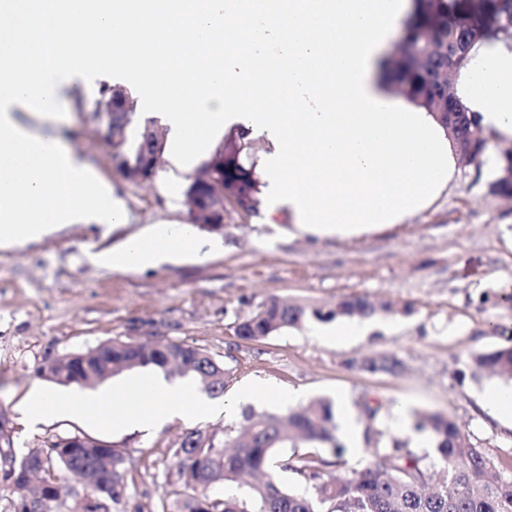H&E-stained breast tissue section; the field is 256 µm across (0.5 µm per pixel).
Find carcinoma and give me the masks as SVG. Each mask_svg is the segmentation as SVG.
I'll use <instances>...</instances> for the list:
<instances>
[{
	"label": "carcinoma",
	"mask_w": 512,
	"mask_h": 512,
	"mask_svg": "<svg viewBox=\"0 0 512 512\" xmlns=\"http://www.w3.org/2000/svg\"><path fill=\"white\" fill-rule=\"evenodd\" d=\"M414 8L405 34L404 49L384 64L388 89L397 91L407 101L431 113L445 129L454 127L450 138L454 151L464 142L485 154L491 133L470 115L459 95L456 77L468 67L478 50L493 42L497 34L512 27V0H413ZM121 102L125 127L136 114L135 101L119 84H104L94 119L106 131L100 113L111 111V104ZM159 126L153 120L138 125L137 136H127L112 143L127 150L135 160L145 139L154 138ZM196 167L195 172L213 171L224 177L228 193L248 199L256 210L261 193L254 166L246 163L254 148L249 132L238 130L222 140ZM492 193L512 196V153L501 155L497 177L489 184ZM379 307L364 296H346L324 312L298 304L270 300L238 324L237 335L259 341L286 327H297L309 318L369 319ZM165 350L147 343L122 342L101 344L83 353L77 363L54 360L41 368L47 379L56 383L94 386L121 370L155 366L165 368L170 357L180 358L181 373L195 378L212 396L224 392L226 371L204 350L181 342L168 341ZM351 367L376 373L396 374L403 369L394 354L369 356L348 362ZM473 377L491 373L505 381L512 380V345L473 354L469 359ZM244 432L220 440L201 429L184 434L172 448L175 479L170 482V503H162V512H512V477L500 475V462L474 446L457 421L449 414H420L416 428L429 432L439 467L427 468L422 458L404 450L395 441L392 447H375L360 469H350L336 477H323L311 459L301 458L294 465L282 460L277 450L288 446L329 445L338 447V430L333 404L318 398L292 408L285 414L255 412L245 414ZM27 453L41 456V477L50 485L51 496L39 504L9 499L0 512H49L51 500L66 493L68 482L93 471L101 475L98 491L82 512H112L125 494L126 456L117 450L97 445L67 448L61 438L45 448H31ZM16 456L12 438L0 434V474L11 476ZM293 470L314 482V493L302 495L287 488L276 477L280 470ZM262 474L265 480L248 485L244 497L213 496L207 490L227 483H238L245 475Z\"/></svg>",
	"instance_id": "carcinoma-1"
}]
</instances>
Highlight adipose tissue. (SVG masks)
Returning <instances> with one entry per match:
<instances>
[{
  "label": "adipose tissue",
  "instance_id": "1",
  "mask_svg": "<svg viewBox=\"0 0 512 512\" xmlns=\"http://www.w3.org/2000/svg\"><path fill=\"white\" fill-rule=\"evenodd\" d=\"M410 0H0V249L73 224L110 232L129 220L111 182L66 146L55 109L79 73L138 83V111L162 115L169 162L190 170L231 124L271 146L261 160L268 215L287 210L298 233L356 238L404 223L447 190L456 159L432 114L392 103L384 50ZM52 21L57 46L42 43ZM234 57L237 73L224 70ZM469 112L512 138V51L472 58L458 83ZM221 241L156 223L90 254L115 271L206 258ZM192 379L147 368L96 390L32 387L31 426L57 416L117 432H151L214 410Z\"/></svg>",
  "mask_w": 512,
  "mask_h": 512
}]
</instances>
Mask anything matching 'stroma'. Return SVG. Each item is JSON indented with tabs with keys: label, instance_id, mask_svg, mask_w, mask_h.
I'll use <instances>...</instances> for the list:
<instances>
[{
	"label": "stroma",
	"instance_id": "stroma-1",
	"mask_svg": "<svg viewBox=\"0 0 512 512\" xmlns=\"http://www.w3.org/2000/svg\"><path fill=\"white\" fill-rule=\"evenodd\" d=\"M115 81L109 74L80 76V100L61 97L58 110L69 145L111 181L130 223L107 236L77 224L35 244L0 249V422L16 449L74 435L115 445L129 461L120 512H160L170 490L171 446L188 427L220 435L242 427L245 408L275 411L265 401H239L260 381L307 401L348 395L347 410L336 417H352L361 433L371 424L365 406L379 407L374 424L384 446L397 440L417 456L431 454L428 434L407 428L398 411L408 402L415 414H451L476 447L512 458V428L483 405L502 380L465 373L471 354L512 337V199L489 191L512 140L493 139L481 167L458 163L454 181L430 208L373 234L313 240L296 232L287 214L270 224L259 210L236 213L220 233L223 253L205 262L117 272L94 265L87 252L112 248L148 224L190 218L183 203L165 195L162 178L149 186L128 181L116 150L97 132L92 115L100 87ZM351 294L393 309L371 317L366 335L343 342L324 339L329 323L315 318L261 341L236 333L264 301L326 311ZM116 340H172L206 350L227 371L229 416L204 414L191 425L175 420L148 436L120 435L71 416L36 426L23 421L18 407L41 383L45 362ZM380 354L396 355L404 372L351 366Z\"/></svg>",
	"mask_w": 512,
	"mask_h": 512
}]
</instances>
